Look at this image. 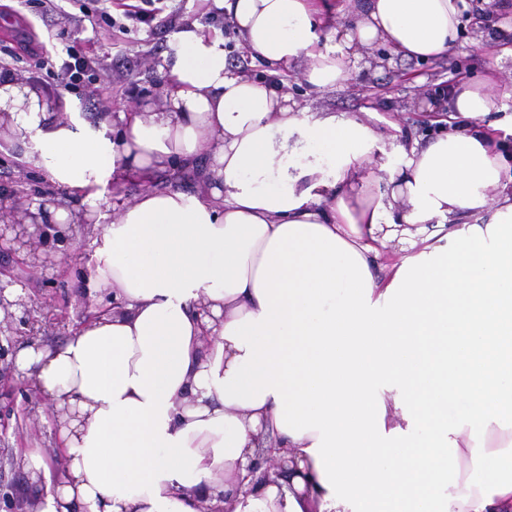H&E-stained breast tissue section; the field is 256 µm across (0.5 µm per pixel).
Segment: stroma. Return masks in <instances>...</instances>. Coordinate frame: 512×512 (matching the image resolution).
Returning a JSON list of instances; mask_svg holds the SVG:
<instances>
[{
    "label": "stroma",
    "mask_w": 512,
    "mask_h": 512,
    "mask_svg": "<svg viewBox=\"0 0 512 512\" xmlns=\"http://www.w3.org/2000/svg\"><path fill=\"white\" fill-rule=\"evenodd\" d=\"M136 0H112L109 17H102L97 0H58L40 12L22 7L18 0H0V59L25 81L39 87L54 102L70 98L86 118L97 121L109 114L163 106L165 74L174 54L175 34L195 24L204 31L224 35L227 63L232 70L265 76V65L250 51L208 0H167L166 9L151 25L121 30L116 22L126 6ZM501 36L491 39L464 15L456 48L449 55L428 60H408L379 43L356 46L351 59L353 76L342 88L325 90L307 84L299 68L289 70L288 94L297 107L311 112L329 111L362 119L383 134L399 126L402 136L433 135L427 118L429 97L438 85L462 71L465 81L480 83L494 77L502 98L500 111L485 115L512 146V57L502 53L512 46V8L496 24ZM51 47L52 59L36 57V50ZM98 55L100 63L80 82L63 84L59 73L67 50ZM25 147L0 141V194L12 193L21 201H38L58 192L42 171L25 161ZM0 269L10 271L32 299L64 308L73 323H80L89 300L84 280L90 273L83 257L66 258L54 270L41 275L21 265L17 254L0 251ZM0 393L12 399L8 427L0 431V512H16L19 503L33 496L24 456L32 450L43 456L51 481L65 472L57 456L58 435L43 402L0 384Z\"/></svg>",
    "instance_id": "1"
}]
</instances>
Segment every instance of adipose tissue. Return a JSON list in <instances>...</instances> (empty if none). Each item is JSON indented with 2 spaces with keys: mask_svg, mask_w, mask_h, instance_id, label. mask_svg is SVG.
I'll use <instances>...</instances> for the list:
<instances>
[{
  "mask_svg": "<svg viewBox=\"0 0 512 512\" xmlns=\"http://www.w3.org/2000/svg\"><path fill=\"white\" fill-rule=\"evenodd\" d=\"M273 80L224 37L175 36L165 107L88 121L0 69V127L95 220L87 288L104 315L15 354L61 423L62 486L40 512H512V155L490 85L461 122L392 146L373 193L368 123L290 105L276 81L343 86L355 45L449 54L466 0H213ZM209 163L208 197L158 190ZM136 178L133 201L117 190ZM418 225L413 239L403 225ZM288 461L283 474L259 451Z\"/></svg>",
  "mask_w": 512,
  "mask_h": 512,
  "instance_id": "ef3b65f1",
  "label": "adipose tissue"
}]
</instances>
